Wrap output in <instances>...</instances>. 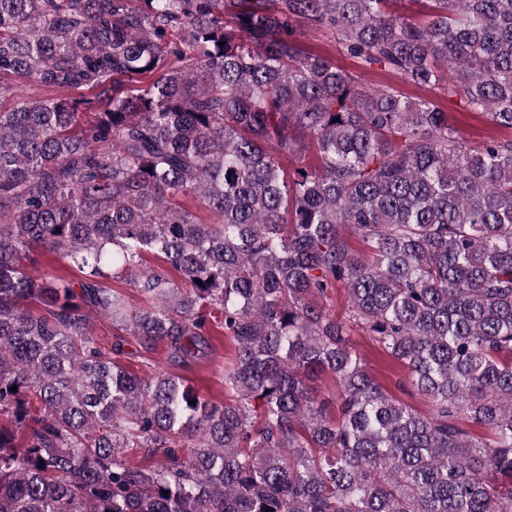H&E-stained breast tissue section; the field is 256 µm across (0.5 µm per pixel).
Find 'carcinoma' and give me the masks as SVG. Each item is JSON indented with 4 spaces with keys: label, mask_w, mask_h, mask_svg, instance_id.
Here are the masks:
<instances>
[{
    "label": "carcinoma",
    "mask_w": 512,
    "mask_h": 512,
    "mask_svg": "<svg viewBox=\"0 0 512 512\" xmlns=\"http://www.w3.org/2000/svg\"><path fill=\"white\" fill-rule=\"evenodd\" d=\"M388 2L0 0V512H512V140L470 149L433 99L297 40L329 30L512 129V0ZM38 249L80 277L32 276ZM337 288L343 320L312 302ZM355 326L427 411L369 374ZM214 328L236 343L222 402L119 358L132 336L183 362Z\"/></svg>",
    "instance_id": "obj_1"
}]
</instances>
